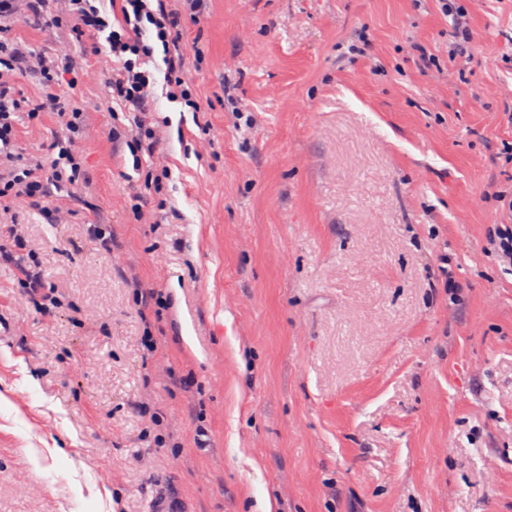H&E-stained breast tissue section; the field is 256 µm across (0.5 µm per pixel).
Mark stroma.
Wrapping results in <instances>:
<instances>
[{
    "label": "stroma",
    "instance_id": "1",
    "mask_svg": "<svg viewBox=\"0 0 512 512\" xmlns=\"http://www.w3.org/2000/svg\"><path fill=\"white\" fill-rule=\"evenodd\" d=\"M464 4L469 64L437 0H204L201 109L157 97L153 192L111 59L14 25L74 58L85 122L78 186L0 213L60 292L0 263V512H146L160 483L195 512H512V0ZM61 134L45 113L18 149ZM16 269L18 275L23 277L22 279L26 282L27 288L32 294H42L43 300L50 302L56 301L53 296L55 288L44 281L39 273L32 269L31 266L24 262H17Z\"/></svg>",
    "mask_w": 512,
    "mask_h": 512
}]
</instances>
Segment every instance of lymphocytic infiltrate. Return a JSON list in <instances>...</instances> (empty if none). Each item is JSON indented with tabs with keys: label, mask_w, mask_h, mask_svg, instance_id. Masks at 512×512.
I'll use <instances>...</instances> for the list:
<instances>
[{
	"label": "lymphocytic infiltrate",
	"mask_w": 512,
	"mask_h": 512,
	"mask_svg": "<svg viewBox=\"0 0 512 512\" xmlns=\"http://www.w3.org/2000/svg\"><path fill=\"white\" fill-rule=\"evenodd\" d=\"M103 0H0V200H19L49 209L51 192L76 186L78 154L74 148L83 114L52 86L72 63L60 56H30L21 51L9 33L26 19L67 28L75 37L92 35V52H107L112 72L107 79L110 99L131 121L135 141L150 160H157L163 137L148 120L147 105L164 90L170 102H184L193 111L201 106L189 87L191 57L184 43L186 17L195 15V0L183 7L169 0H122L120 24H111ZM38 73L47 92L35 100L20 98L15 80L23 69ZM55 113L64 136L53 143L56 156H23L16 149V129L21 118L36 119Z\"/></svg>",
	"instance_id": "obj_1"
}]
</instances>
